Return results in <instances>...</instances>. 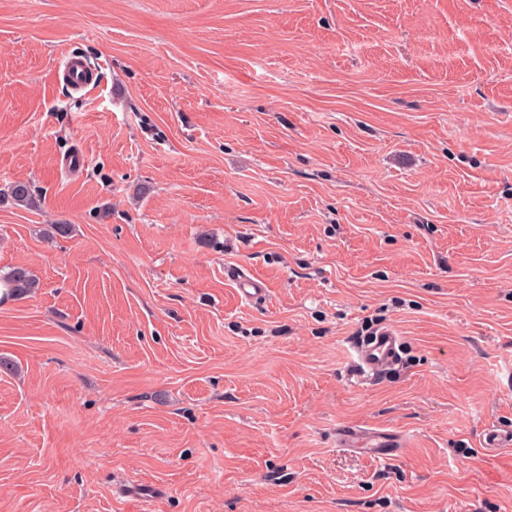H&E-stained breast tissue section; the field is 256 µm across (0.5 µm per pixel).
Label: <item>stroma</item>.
I'll use <instances>...</instances> for the list:
<instances>
[{"label": "stroma", "mask_w": 512, "mask_h": 512, "mask_svg": "<svg viewBox=\"0 0 512 512\" xmlns=\"http://www.w3.org/2000/svg\"><path fill=\"white\" fill-rule=\"evenodd\" d=\"M15 268L0 512H512V0H0ZM63 77L73 89H81L87 82L88 62L81 56L70 54L62 57ZM2 288L1 299L18 296L31 292L37 288L36 280L23 268H15L4 276H0ZM355 353L360 376L374 379L402 364V339L392 329H377L357 337ZM336 446L359 450L386 461L400 454L405 440L397 432L340 423L336 425Z\"/></svg>", "instance_id": "35a3bbf8"}]
</instances>
